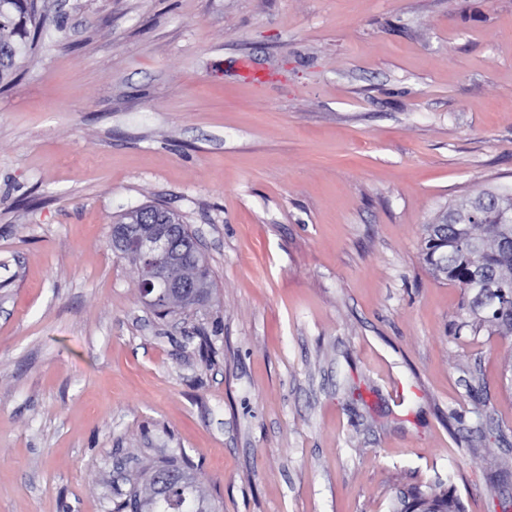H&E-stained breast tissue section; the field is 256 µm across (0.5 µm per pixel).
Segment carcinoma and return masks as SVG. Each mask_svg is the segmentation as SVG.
Segmentation results:
<instances>
[{
  "instance_id": "obj_1",
  "label": "carcinoma",
  "mask_w": 512,
  "mask_h": 512,
  "mask_svg": "<svg viewBox=\"0 0 512 512\" xmlns=\"http://www.w3.org/2000/svg\"><path fill=\"white\" fill-rule=\"evenodd\" d=\"M39 0H0V88L10 85L20 62L43 34ZM487 191L448 207L444 223L426 225L424 260L431 270L456 283L469 308L483 314V322L512 333V195L500 196L485 206ZM182 489L129 492L128 505L135 506L142 493H153L161 512H210V504L198 489L190 466Z\"/></svg>"
}]
</instances>
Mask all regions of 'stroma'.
Returning <instances> with one entry per match:
<instances>
[{"mask_svg":"<svg viewBox=\"0 0 512 512\" xmlns=\"http://www.w3.org/2000/svg\"><path fill=\"white\" fill-rule=\"evenodd\" d=\"M0 89V512H512V335L422 256L512 192V0H40ZM249 64L270 79L252 88ZM159 204L208 299L109 245ZM171 468H180L186 474V481L182 485V489L178 490L175 487L167 489L156 490L154 484L151 482L149 486L141 491L137 488H133L129 492V500L127 505L135 506L138 503V496L144 494L154 493L160 501L161 512H210V504H208L206 497L198 489L195 484V479L190 473V466L188 464L176 465L171 462H163L159 465L152 467V476H161L165 471ZM189 504L191 508L188 509Z\"/></svg>","mask_w":512,"mask_h":512,"instance_id":"stroma-1","label":"stroma"}]
</instances>
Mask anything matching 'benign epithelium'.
Listing matches in <instances>:
<instances>
[{"label":"benign epithelium","instance_id":"7a95c632","mask_svg":"<svg viewBox=\"0 0 512 512\" xmlns=\"http://www.w3.org/2000/svg\"><path fill=\"white\" fill-rule=\"evenodd\" d=\"M162 209L141 208L134 212L132 223L141 228L131 247L140 255L144 276L139 283L146 305L160 308L173 297L196 305L204 296V287L193 279L175 273L180 262H196L203 257L198 236L184 231L179 221L161 222Z\"/></svg>","mask_w":512,"mask_h":512}]
</instances>
